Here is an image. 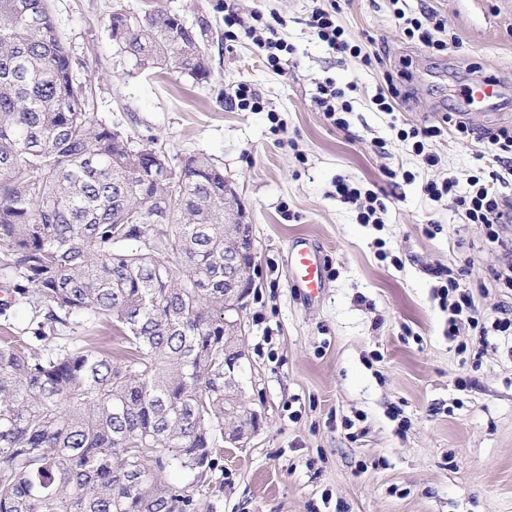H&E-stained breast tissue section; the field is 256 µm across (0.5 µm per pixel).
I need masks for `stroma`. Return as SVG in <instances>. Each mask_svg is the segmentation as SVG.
<instances>
[{
    "mask_svg": "<svg viewBox=\"0 0 512 512\" xmlns=\"http://www.w3.org/2000/svg\"><path fill=\"white\" fill-rule=\"evenodd\" d=\"M314 4L50 0L95 113L135 143L157 142L171 166L193 154L214 157L253 226L239 381L244 406L261 425L242 446L225 448L202 479L174 469L169 479L202 512H512V336L490 333L477 359L462 352L478 335L466 329L449 337L430 274L436 266L460 268L462 288L493 321L512 307V288L493 280L512 264V223L497 225L498 239H488L452 200L423 192L437 177H454L463 192L471 176L487 182L505 172L488 137L512 129V106L494 114L463 109L462 100L481 76L512 88V0H410L412 10L443 20L441 51L406 38L387 0H337L347 37L380 57L369 68L333 53L309 28ZM119 8L208 24L209 81L140 69L110 35L109 17ZM228 10L247 25L257 11L282 19L279 34L292 52L281 71L249 40L225 48ZM327 77L347 91L346 128L330 125L315 101ZM242 81L259 92L265 111L225 103V92ZM391 83L400 91L392 115L373 103ZM272 111L284 133H272ZM446 112L458 113L475 136L445 133L431 145L438 165L424 166L396 131L437 124ZM340 174L377 192L383 226L359 223L356 207L340 201ZM300 238L319 244L328 268L327 286L314 298L288 273V249ZM381 247L389 260H379ZM347 418L352 428L344 427Z\"/></svg>",
    "mask_w": 512,
    "mask_h": 512,
    "instance_id": "obj_1",
    "label": "stroma"
}]
</instances>
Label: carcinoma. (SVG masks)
Wrapping results in <instances>:
<instances>
[{"mask_svg":"<svg viewBox=\"0 0 512 512\" xmlns=\"http://www.w3.org/2000/svg\"><path fill=\"white\" fill-rule=\"evenodd\" d=\"M108 27L143 70L211 75L204 27ZM0 282V512H200L166 470L201 478L250 431L224 384V170L93 112L49 0H0ZM103 324L124 359L90 346Z\"/></svg>","mask_w":512,"mask_h":512,"instance_id":"obj_1","label":"carcinoma"}]
</instances>
